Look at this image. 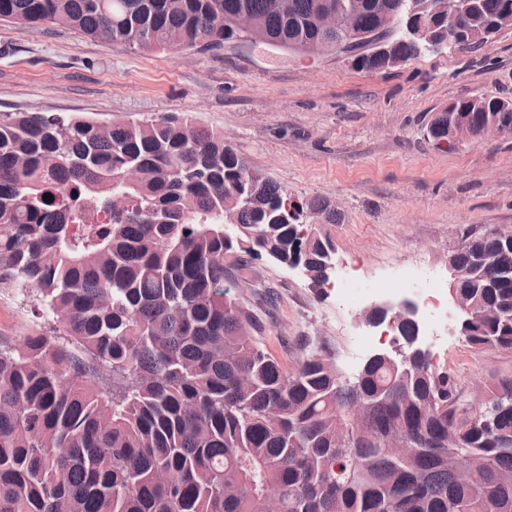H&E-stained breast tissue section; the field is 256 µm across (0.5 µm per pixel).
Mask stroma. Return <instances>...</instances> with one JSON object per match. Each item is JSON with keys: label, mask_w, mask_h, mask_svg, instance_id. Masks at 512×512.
Masks as SVG:
<instances>
[{"label": "stroma", "mask_w": 512, "mask_h": 512, "mask_svg": "<svg viewBox=\"0 0 512 512\" xmlns=\"http://www.w3.org/2000/svg\"><path fill=\"white\" fill-rule=\"evenodd\" d=\"M512 99V29L472 53L425 52L394 67L361 70L329 53L139 51L73 30L0 23V113L84 115L100 123L185 114L223 132L241 158L300 202L330 201L341 262L364 280L391 266L448 255L467 233L512 228V136L491 134L456 148L428 134L435 114L461 98ZM238 302L264 323L263 343L294 368L311 342L344 376L388 347L361 316L362 289L319 293L300 271L262 259L224 256ZM46 324L33 305L0 293V336H27ZM428 342L438 368L464 398L476 385L512 376V353L477 351L445 322Z\"/></svg>", "instance_id": "stroma-1"}]
</instances>
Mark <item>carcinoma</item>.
I'll use <instances>...</instances> for the list:
<instances>
[{"mask_svg": "<svg viewBox=\"0 0 512 512\" xmlns=\"http://www.w3.org/2000/svg\"><path fill=\"white\" fill-rule=\"evenodd\" d=\"M338 0H0V21L73 29L146 51L191 50L224 39L246 8L265 34L320 45L316 26ZM373 29L403 0H366ZM512 0H471L479 28ZM395 61L421 48L399 40ZM362 69L390 61L364 55ZM512 100L472 96L432 120L474 134ZM135 167V186L124 185ZM243 161L222 132L167 114L117 120L0 113V292L37 297L50 330L0 339V512H512V378L486 388L495 416L465 403L455 378L420 360L405 371L378 358L344 385L308 353L293 369L264 347L262 325L226 288L224 254L297 259L326 285L332 236L278 224L286 190ZM49 193L53 200L45 202ZM124 193L128 207L112 209ZM304 209L336 223L315 199ZM110 214L106 224L98 213ZM449 258L480 314L465 326L474 349L512 353V245L466 236ZM364 402L347 440L344 413ZM413 448L390 454L387 432ZM460 452L485 462L476 481Z\"/></svg>", "mask_w": 512, "mask_h": 512, "instance_id": "carcinoma-1", "label": "carcinoma"}]
</instances>
